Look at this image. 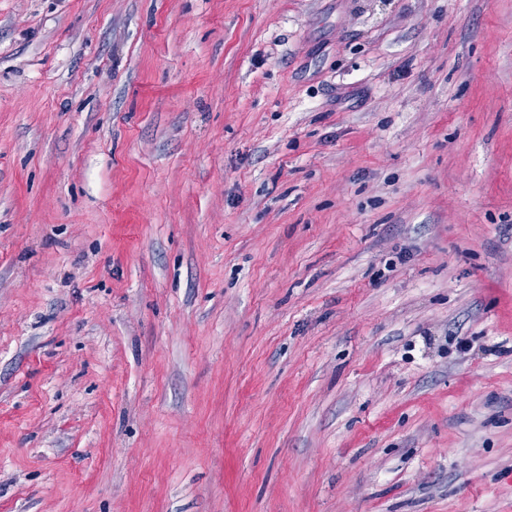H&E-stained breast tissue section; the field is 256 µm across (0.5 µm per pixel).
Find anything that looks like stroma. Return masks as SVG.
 <instances>
[{
	"mask_svg": "<svg viewBox=\"0 0 512 512\" xmlns=\"http://www.w3.org/2000/svg\"><path fill=\"white\" fill-rule=\"evenodd\" d=\"M0 512H512V0H0Z\"/></svg>",
	"mask_w": 512,
	"mask_h": 512,
	"instance_id": "stroma-1",
	"label": "stroma"
}]
</instances>
